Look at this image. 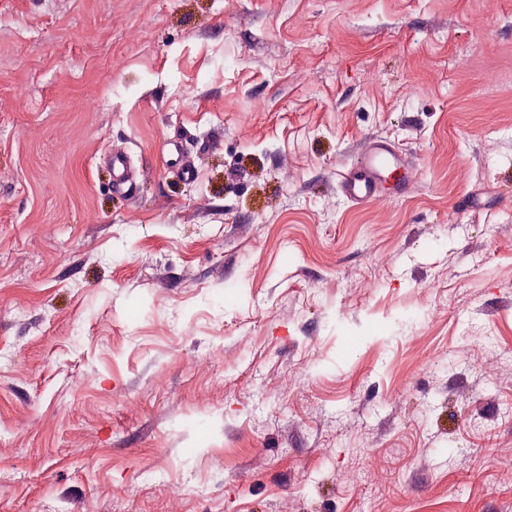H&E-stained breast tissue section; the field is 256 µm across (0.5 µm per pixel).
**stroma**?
Returning a JSON list of instances; mask_svg holds the SVG:
<instances>
[{
  "label": "stroma",
  "instance_id": "35a3bbf8",
  "mask_svg": "<svg viewBox=\"0 0 512 512\" xmlns=\"http://www.w3.org/2000/svg\"><path fill=\"white\" fill-rule=\"evenodd\" d=\"M0 512H512V0H0ZM401 160L383 141L371 140L363 151L360 164L340 177L341 187L348 198L356 203H368L378 198L392 168Z\"/></svg>",
  "mask_w": 512,
  "mask_h": 512
}]
</instances>
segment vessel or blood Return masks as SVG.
Returning <instances> with one entry per match:
<instances>
[{"label": "vessel or blood", "mask_w": 512, "mask_h": 512, "mask_svg": "<svg viewBox=\"0 0 512 512\" xmlns=\"http://www.w3.org/2000/svg\"><path fill=\"white\" fill-rule=\"evenodd\" d=\"M399 156L383 141H370L360 164L341 175V187L348 198L368 203L378 198L388 173L399 165Z\"/></svg>", "instance_id": "vessel-or-blood-1"}]
</instances>
